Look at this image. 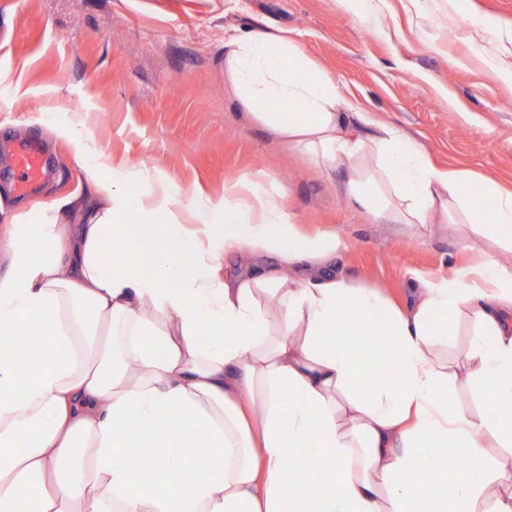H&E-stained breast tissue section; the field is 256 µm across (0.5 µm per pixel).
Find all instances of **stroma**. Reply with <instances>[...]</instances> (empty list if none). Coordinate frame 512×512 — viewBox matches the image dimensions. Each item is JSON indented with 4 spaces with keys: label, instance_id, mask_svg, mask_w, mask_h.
Here are the masks:
<instances>
[{
    "label": "stroma",
    "instance_id": "35a3bbf8",
    "mask_svg": "<svg viewBox=\"0 0 512 512\" xmlns=\"http://www.w3.org/2000/svg\"><path fill=\"white\" fill-rule=\"evenodd\" d=\"M370 0L366 18L341 0H0V187L15 204L70 193L97 201L73 144L55 137L60 114L107 158L146 168L171 189L218 198L252 181L302 232L345 244L331 262L354 285L406 297L410 276L448 274L495 257L488 240L453 224H381L353 205L345 175L326 172L254 124L224 80L225 39L287 35L344 94L418 139L441 168L512 189V78L479 62L468 20L489 15L512 67V0ZM35 143L46 174L18 187L13 149Z\"/></svg>",
    "mask_w": 512,
    "mask_h": 512
}]
</instances>
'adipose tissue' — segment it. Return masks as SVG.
<instances>
[{"instance_id":"adipose-tissue-1","label":"adipose tissue","mask_w":512,"mask_h":512,"mask_svg":"<svg viewBox=\"0 0 512 512\" xmlns=\"http://www.w3.org/2000/svg\"><path fill=\"white\" fill-rule=\"evenodd\" d=\"M224 75L375 220L512 252V190L436 167L370 113L351 127L354 104L288 36L229 39ZM54 132L87 156L98 203L21 210L0 238V334L48 337L30 358L0 345V512H512V265L414 275L398 305L326 272L342 240L288 228L255 187L145 200L147 170L108 165L73 115ZM255 253L277 266L224 279L225 256ZM358 332L372 349L349 346ZM458 387L494 410L450 407ZM130 448L159 449L149 479ZM448 448L471 477H449Z\"/></svg>"}]
</instances>
